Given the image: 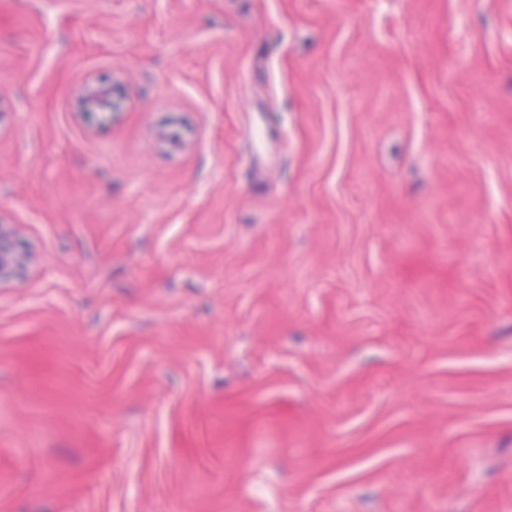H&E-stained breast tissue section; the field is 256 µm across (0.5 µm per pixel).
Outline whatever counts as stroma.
Returning a JSON list of instances; mask_svg holds the SVG:
<instances>
[{
  "label": "stroma",
  "instance_id": "obj_1",
  "mask_svg": "<svg viewBox=\"0 0 512 512\" xmlns=\"http://www.w3.org/2000/svg\"><path fill=\"white\" fill-rule=\"evenodd\" d=\"M0 222V512H512V0H0ZM120 86L121 82L117 79L110 83L95 80L85 82L78 96L81 113L90 118L112 119L119 111L123 100ZM28 267V254L14 225L0 224V286L22 278Z\"/></svg>",
  "mask_w": 512,
  "mask_h": 512
}]
</instances>
